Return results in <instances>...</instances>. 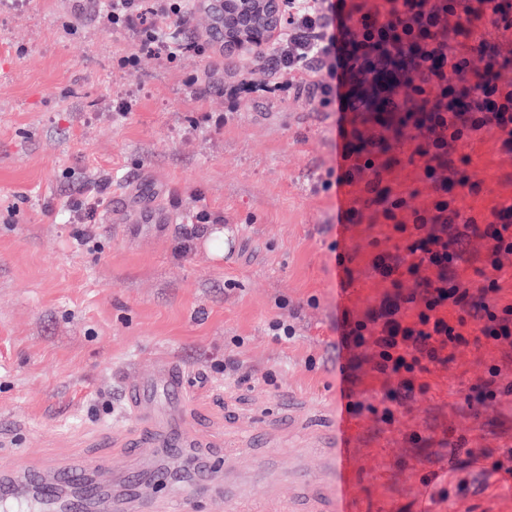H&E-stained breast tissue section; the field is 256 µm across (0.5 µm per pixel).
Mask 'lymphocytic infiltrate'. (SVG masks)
<instances>
[{
	"label": "lymphocytic infiltrate",
	"instance_id": "lymphocytic-infiltrate-1",
	"mask_svg": "<svg viewBox=\"0 0 512 512\" xmlns=\"http://www.w3.org/2000/svg\"><path fill=\"white\" fill-rule=\"evenodd\" d=\"M189 0H112L99 17L102 31L123 29L135 50L120 60L134 68L149 55L171 64L187 52L206 55L199 42H173L159 20L183 14ZM282 31L268 58L271 92L308 95L325 112H338L341 158L337 185L377 170L378 140L359 127L368 112L389 127L394 116L424 130L416 152L431 201L409 207L402 194L375 189L381 216L404 243L376 253L367 270L385 285L365 319L345 320L341 344L361 353L392 382L381 418L394 423L402 402L426 392L434 365L463 348L512 349V200L477 221L469 204L483 181L458 171L452 144L472 145L494 135L512 156V80L491 41L512 29V0H282ZM454 29H447L448 19ZM486 241L484 257L470 254L472 236ZM473 276H465L466 268Z\"/></svg>",
	"mask_w": 512,
	"mask_h": 512
}]
</instances>
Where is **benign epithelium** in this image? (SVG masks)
Here are the masks:
<instances>
[{"mask_svg": "<svg viewBox=\"0 0 512 512\" xmlns=\"http://www.w3.org/2000/svg\"><path fill=\"white\" fill-rule=\"evenodd\" d=\"M278 0H212L210 13L224 20V51L245 50L277 29Z\"/></svg>", "mask_w": 512, "mask_h": 512, "instance_id": "benign-epithelium-1", "label": "benign epithelium"}]
</instances>
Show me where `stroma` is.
<instances>
[{"label": "stroma", "instance_id": "stroma-1", "mask_svg": "<svg viewBox=\"0 0 512 512\" xmlns=\"http://www.w3.org/2000/svg\"><path fill=\"white\" fill-rule=\"evenodd\" d=\"M164 26L206 43V56L144 57L124 69L126 31L83 23L62 0H0V472L30 501V473L106 466L126 512H160L201 462L210 486L183 512H211L217 501L224 512H289L296 467L332 497L316 447L343 412L356 427L363 512H448L422 479L435 472L454 487L450 445L512 448V403L487 401L476 420L456 392L480 386L494 363L512 374V351L491 360L462 349L434 367L430 391L407 401L398 423L372 414L384 378L338 349V325L382 295L362 271L400 236L373 206L339 223V201L368 192L362 181L323 186L340 162L335 113L304 95L229 96L241 79L269 80L272 48L225 54L195 2ZM123 99L135 100L133 111L113 114ZM367 131L384 144L383 186L425 206L424 161L413 152L422 131ZM466 153L483 180L471 201L481 219L512 198V157L491 136L450 150L455 160ZM95 182L105 188L79 247L69 202ZM151 204L175 215L169 229L142 222ZM198 209L223 216L225 257L196 234ZM280 317L295 328L290 342L269 329ZM228 361L237 377L225 378ZM167 364L189 378L192 445L130 455L137 424L125 381ZM353 401L364 410L351 412ZM455 508L512 512V480L471 486Z\"/></svg>", "mask_w": 512, "mask_h": 512}]
</instances>
